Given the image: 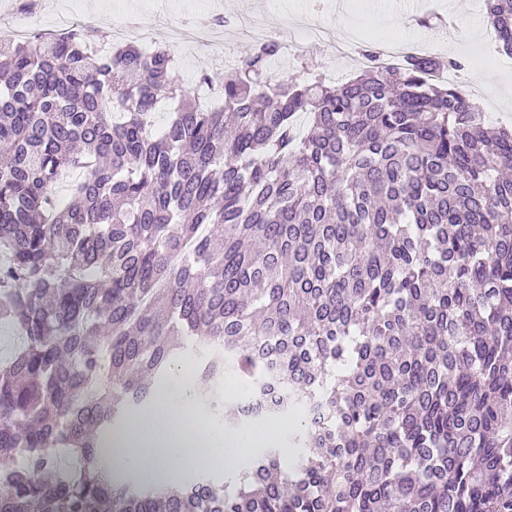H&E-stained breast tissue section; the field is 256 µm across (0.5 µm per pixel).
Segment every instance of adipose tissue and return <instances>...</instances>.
Listing matches in <instances>:
<instances>
[{
    "label": "adipose tissue",
    "instance_id": "obj_1",
    "mask_svg": "<svg viewBox=\"0 0 512 512\" xmlns=\"http://www.w3.org/2000/svg\"><path fill=\"white\" fill-rule=\"evenodd\" d=\"M287 424L229 431L212 423L185 391L177 374L157 392L153 409L114 430L109 441V477L137 470L147 479H172L185 470L207 471L216 465L235 469L243 452L275 448Z\"/></svg>",
    "mask_w": 512,
    "mask_h": 512
}]
</instances>
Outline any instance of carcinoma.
<instances>
[{"label":"carcinoma","instance_id":"obj_1","mask_svg":"<svg viewBox=\"0 0 512 512\" xmlns=\"http://www.w3.org/2000/svg\"><path fill=\"white\" fill-rule=\"evenodd\" d=\"M484 9L512 56V0ZM280 53L203 73L211 106L166 45L0 39V512H512V128L431 79L461 60L369 49L336 84ZM178 336L203 380L277 387L225 429L291 412L304 452L108 479Z\"/></svg>","mask_w":512,"mask_h":512}]
</instances>
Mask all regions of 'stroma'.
Returning <instances> with one entry per match:
<instances>
[{"instance_id": "stroma-1", "label": "stroma", "mask_w": 512, "mask_h": 512, "mask_svg": "<svg viewBox=\"0 0 512 512\" xmlns=\"http://www.w3.org/2000/svg\"><path fill=\"white\" fill-rule=\"evenodd\" d=\"M454 14L450 29H429L421 21L431 15ZM245 27L260 23L280 43L293 40L307 24L320 23L323 40L310 43L302 58L280 55L272 76L304 65L336 80L358 68L362 49L378 47L380 40L400 37L417 52L475 60L461 75H448L485 112L489 122L512 126V56L500 58L483 0H84L77 23L97 29L106 47H113L116 25L131 24L151 34L156 43L170 41L173 28L207 24L214 17ZM245 35H227L200 48L178 47V75L186 91H195L202 72H223L229 57L248 44Z\"/></svg>"}]
</instances>
